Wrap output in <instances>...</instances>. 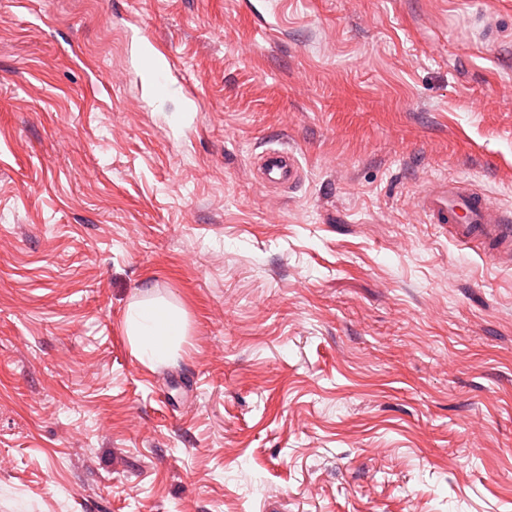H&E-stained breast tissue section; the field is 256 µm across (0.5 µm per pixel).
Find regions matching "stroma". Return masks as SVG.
<instances>
[{"instance_id":"1","label":"stroma","mask_w":512,"mask_h":512,"mask_svg":"<svg viewBox=\"0 0 512 512\" xmlns=\"http://www.w3.org/2000/svg\"><path fill=\"white\" fill-rule=\"evenodd\" d=\"M445 178L512 210V0H0V512H512V267ZM149 44L159 50L164 55V60L160 64L153 66L149 71V89L152 96L160 100L170 94H181L186 99L196 101L195 96H189L185 86L175 82L173 79V70L176 64L171 57L155 40H148ZM256 168L263 183L293 189L301 182L303 170L296 156L287 149H266L256 156ZM415 207L428 224L459 246H479L508 262L512 254V215L477 188L441 180L438 188H423ZM125 334L134 354L144 364L166 363L180 350L188 335V315L177 304L152 298L130 305Z\"/></svg>"}]
</instances>
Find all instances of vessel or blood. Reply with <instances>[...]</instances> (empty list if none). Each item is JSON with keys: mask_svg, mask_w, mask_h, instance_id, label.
Listing matches in <instances>:
<instances>
[{"mask_svg": "<svg viewBox=\"0 0 512 512\" xmlns=\"http://www.w3.org/2000/svg\"><path fill=\"white\" fill-rule=\"evenodd\" d=\"M175 67L168 56L150 70L149 89L155 99L185 94L184 85L173 79ZM255 165L262 182L271 186L289 190L303 177L298 159L284 148L264 150L257 155ZM415 207L427 223L457 245L478 246L500 258L512 257V214L478 189L444 179L436 189H422Z\"/></svg>", "mask_w": 512, "mask_h": 512, "instance_id": "vessel-or-blood-1", "label": "vessel or blood"}]
</instances>
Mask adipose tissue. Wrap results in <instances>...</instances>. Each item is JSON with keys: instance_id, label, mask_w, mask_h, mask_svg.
Segmentation results:
<instances>
[{"instance_id": "adipose-tissue-1", "label": "adipose tissue", "mask_w": 512, "mask_h": 512, "mask_svg": "<svg viewBox=\"0 0 512 512\" xmlns=\"http://www.w3.org/2000/svg\"><path fill=\"white\" fill-rule=\"evenodd\" d=\"M188 327L186 310L163 298L131 304L125 318V334L132 350L147 365L174 357L186 340Z\"/></svg>"}]
</instances>
